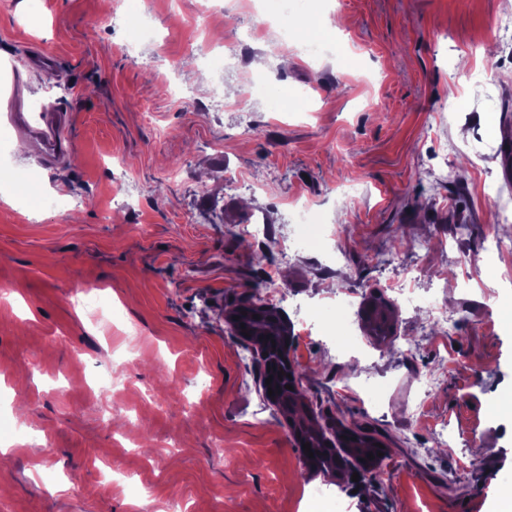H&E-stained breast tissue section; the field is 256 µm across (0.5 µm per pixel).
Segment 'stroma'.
<instances>
[{
  "instance_id": "35a3bbf8",
  "label": "stroma",
  "mask_w": 512,
  "mask_h": 512,
  "mask_svg": "<svg viewBox=\"0 0 512 512\" xmlns=\"http://www.w3.org/2000/svg\"><path fill=\"white\" fill-rule=\"evenodd\" d=\"M508 8L0 0V512H313L319 486L338 512H494L512 477V414L492 409L512 392V223L491 216L512 198V40L493 34ZM261 58L306 97H246ZM15 102L66 113L72 161L44 162ZM301 203L333 232L321 248L290 247ZM257 279L291 317L353 302L369 357L293 317L289 357L326 414L383 443L377 471L312 469L265 408L224 320ZM373 294L396 345L366 328Z\"/></svg>"
}]
</instances>
